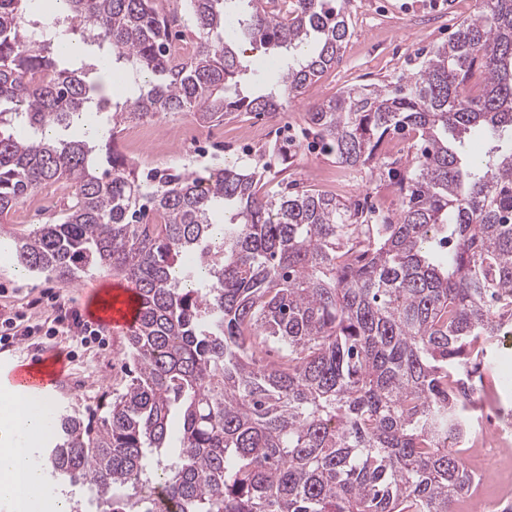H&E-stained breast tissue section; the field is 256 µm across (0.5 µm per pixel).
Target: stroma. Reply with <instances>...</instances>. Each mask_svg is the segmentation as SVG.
<instances>
[{"mask_svg": "<svg viewBox=\"0 0 512 512\" xmlns=\"http://www.w3.org/2000/svg\"><path fill=\"white\" fill-rule=\"evenodd\" d=\"M476 9L477 0H348L352 26L339 61L270 122L276 137L288 139L297 149L288 171V182L294 190L315 189L378 212L397 211L400 197L392 187L371 178L367 170L339 164L308 132L304 114L310 105L335 97L350 85L383 84L415 75L425 54L446 42L459 23ZM239 48L250 67L244 83L248 90L276 81L288 61L283 50L270 46H253L243 41ZM239 126L236 119L203 124L194 115L180 114L152 125L157 137L169 141V154H156L147 146L132 150L121 133L116 135L113 147L135 159L145 173L192 171L196 168L195 157L205 154L219 157L225 163L255 161L268 170V190H276L280 160L269 153L267 143L242 137ZM120 285L119 279L100 269L63 286L42 274L19 275L16 260H0V307L5 309L22 306L44 289L58 287L86 313L105 299L108 287ZM105 337L103 347L82 350L73 357L69 354L71 345L63 337L50 339L39 333L8 351L7 356L15 362L23 361L35 344L62 361L65 371L53 392L54 404L88 422L102 414L112 399L113 389L129 381L127 334L109 328ZM481 375L484 386L493 389L495 396L478 397L476 411L492 427L499 421V409L512 410V336L503 340L499 353L486 363Z\"/></svg>", "mask_w": 512, "mask_h": 512, "instance_id": "1", "label": "stroma"}]
</instances>
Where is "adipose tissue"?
<instances>
[{"label": "adipose tissue", "instance_id": "1", "mask_svg": "<svg viewBox=\"0 0 512 512\" xmlns=\"http://www.w3.org/2000/svg\"><path fill=\"white\" fill-rule=\"evenodd\" d=\"M51 402L48 396L32 403L13 393L0 395V501L10 512H70L65 494L45 490L32 458L51 435Z\"/></svg>", "mask_w": 512, "mask_h": 512}]
</instances>
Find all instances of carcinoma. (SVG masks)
Segmentation results:
<instances>
[{
  "mask_svg": "<svg viewBox=\"0 0 512 512\" xmlns=\"http://www.w3.org/2000/svg\"><path fill=\"white\" fill-rule=\"evenodd\" d=\"M0 0V220L43 186L71 189L20 237L18 265L68 284L107 269L139 303L134 369L96 422L60 412L38 468L97 512H453L475 492L458 443L474 376L512 335V0H479L413 78L354 85L305 112L350 168L398 180L379 216L315 190L263 191L265 170L228 163L146 176L69 129L89 75H136L112 128L192 113L275 117L336 61L346 0H188L197 42L166 52L155 0H63L48 20ZM67 41L40 46L31 26ZM296 50L280 81L234 90L240 36ZM99 43L92 60L65 43ZM412 131L411 162L378 154ZM480 132L486 148L465 155Z\"/></svg>",
  "mask_w": 512,
  "mask_h": 512,
  "instance_id": "obj_1",
  "label": "carcinoma"
}]
</instances>
